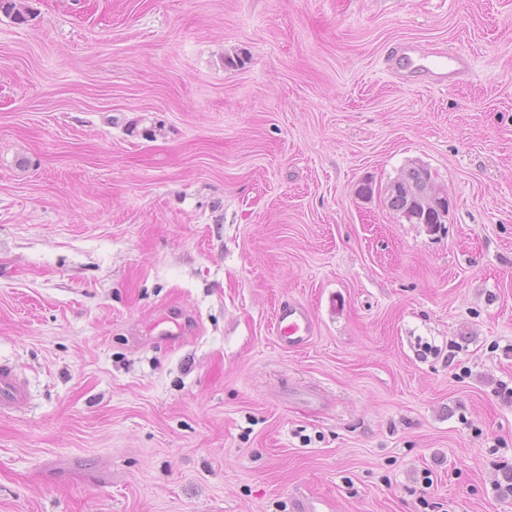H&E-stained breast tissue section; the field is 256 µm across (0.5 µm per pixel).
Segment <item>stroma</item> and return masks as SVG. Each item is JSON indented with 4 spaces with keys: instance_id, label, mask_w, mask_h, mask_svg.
Listing matches in <instances>:
<instances>
[{
    "instance_id": "1",
    "label": "stroma",
    "mask_w": 512,
    "mask_h": 512,
    "mask_svg": "<svg viewBox=\"0 0 512 512\" xmlns=\"http://www.w3.org/2000/svg\"><path fill=\"white\" fill-rule=\"evenodd\" d=\"M26 5L0 12V360L29 389L0 512H512V0ZM411 165L436 231L380 192ZM429 185L431 186L429 194H412L416 200L413 208L417 212L418 216L427 212L429 208H436L441 212H444L447 208V198L441 195V193L434 187L432 174L429 179ZM274 329L278 343L288 349L307 347L316 331L310 309L303 303L282 301L274 313ZM168 324H172L173 326H169ZM153 330L156 331V336L159 338L169 342H175L189 334L190 326L185 319L178 321V318L165 315L155 322Z\"/></svg>"
}]
</instances>
